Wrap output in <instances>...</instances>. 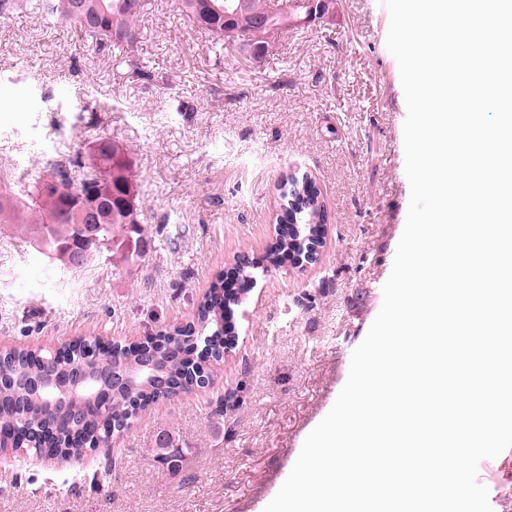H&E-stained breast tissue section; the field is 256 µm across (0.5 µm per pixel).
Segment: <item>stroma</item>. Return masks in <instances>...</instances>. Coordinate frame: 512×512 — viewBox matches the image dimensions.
<instances>
[{"label": "stroma", "instance_id": "obj_1", "mask_svg": "<svg viewBox=\"0 0 512 512\" xmlns=\"http://www.w3.org/2000/svg\"><path fill=\"white\" fill-rule=\"evenodd\" d=\"M147 2L139 76L37 9L0 15V170L75 154L89 166L112 142L146 240L141 259L107 252L64 277L29 240L0 233V347L132 342L190 322L218 272L241 252L264 255L294 169L320 190L322 258L258 274L236 348L208 365L212 385L147 406L116 441L108 489L90 486L103 451L48 461L9 450L0 512H264L348 379L405 228L407 106L382 0H336L261 66L219 52L176 0ZM219 397L220 429L208 416ZM164 431L185 444L176 473L155 460ZM478 481L497 488L496 512H512L511 457Z\"/></svg>", "mask_w": 512, "mask_h": 512}]
</instances>
